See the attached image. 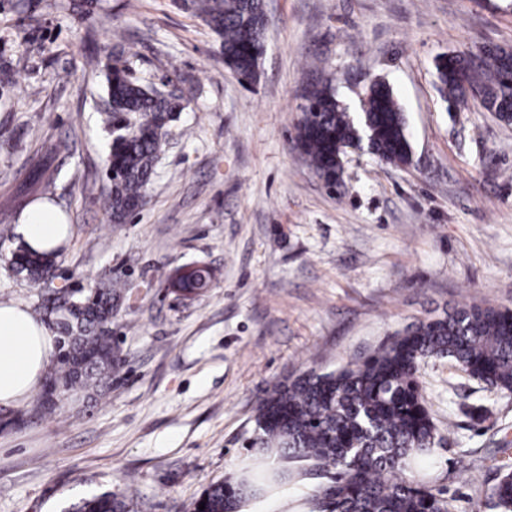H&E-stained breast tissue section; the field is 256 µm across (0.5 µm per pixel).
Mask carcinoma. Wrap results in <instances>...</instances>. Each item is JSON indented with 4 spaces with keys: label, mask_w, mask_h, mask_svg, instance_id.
Here are the masks:
<instances>
[{
    "label": "carcinoma",
    "mask_w": 512,
    "mask_h": 512,
    "mask_svg": "<svg viewBox=\"0 0 512 512\" xmlns=\"http://www.w3.org/2000/svg\"><path fill=\"white\" fill-rule=\"evenodd\" d=\"M196 7L224 35V65L240 81H257L265 51L263 0H196ZM504 53L499 45H485L467 55L436 58L439 92L448 106L457 112L477 100L512 124V71ZM107 101L105 121L122 136L112 140L108 170L113 176L104 206L119 224L144 202L165 127L182 106L180 97L134 79L118 59L108 69ZM359 108L349 112L328 77L317 75L306 85L294 148L328 186L338 182L346 149L354 144L385 163L411 161L405 115L391 88L368 80ZM54 263L46 253L21 248L14 254L16 270L37 285ZM208 279L205 270L193 268L176 284L192 291L207 287ZM119 300L110 284L82 296L64 291L53 297L61 351L51 392L112 377L114 347L100 340L111 331ZM446 357L483 388L511 395L512 310L465 304L408 325L362 361L274 383L258 404L252 446L323 473L327 482L307 492L311 512H451L438 480L413 471L439 443L421 365ZM495 469L486 498L497 512H512V470L506 464ZM253 496L246 481L229 474L193 503L192 512H239ZM69 512H129V503L126 495L107 492Z\"/></svg>",
    "instance_id": "carcinoma-1"
}]
</instances>
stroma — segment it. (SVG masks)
<instances>
[{
	"instance_id": "1",
	"label": "stroma",
	"mask_w": 512,
	"mask_h": 512,
	"mask_svg": "<svg viewBox=\"0 0 512 512\" xmlns=\"http://www.w3.org/2000/svg\"><path fill=\"white\" fill-rule=\"evenodd\" d=\"M264 12L261 75L245 86L192 0H0V303L41 319L53 289L124 291L111 379L42 412L39 392L0 406V512H63L107 491L128 492L133 512H189L225 473L282 468L251 447L271 383L363 360L464 304L512 308V125L476 105L448 111L435 70L443 54L512 46V0H264ZM116 53L142 84L184 97L146 200L121 224L101 205ZM315 70L353 112L355 74L385 80L411 164L352 151L326 186L291 148ZM44 200L73 232L33 288L12 258L21 216ZM192 266L211 278L186 297L171 280ZM424 381L441 436L427 473L452 512H493L489 456L512 444V396L446 359ZM313 484L269 485L245 512H308Z\"/></svg>"
}]
</instances>
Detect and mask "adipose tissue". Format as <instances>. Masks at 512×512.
I'll return each instance as SVG.
<instances>
[{"instance_id":"ef3b65f1","label":"adipose tissue","mask_w":512,"mask_h":512,"mask_svg":"<svg viewBox=\"0 0 512 512\" xmlns=\"http://www.w3.org/2000/svg\"><path fill=\"white\" fill-rule=\"evenodd\" d=\"M17 231L25 248L56 253L72 228L55 205L39 202L21 217ZM54 350L53 336L27 308L0 304V405L23 401L40 388Z\"/></svg>"}]
</instances>
